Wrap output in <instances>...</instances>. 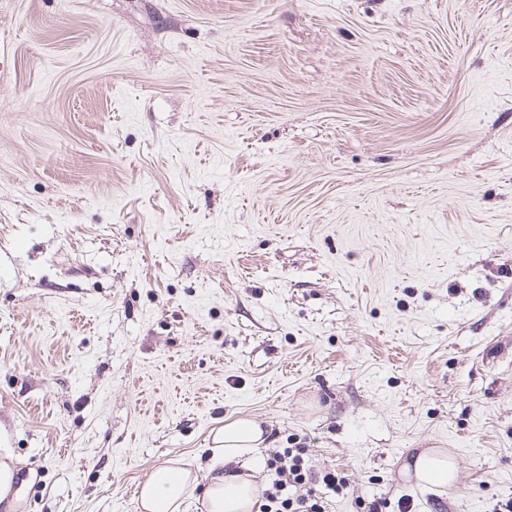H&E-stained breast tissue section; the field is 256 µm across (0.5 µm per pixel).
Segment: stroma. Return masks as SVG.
Instances as JSON below:
<instances>
[{
  "label": "stroma",
  "instance_id": "1",
  "mask_svg": "<svg viewBox=\"0 0 512 512\" xmlns=\"http://www.w3.org/2000/svg\"><path fill=\"white\" fill-rule=\"evenodd\" d=\"M241 418L331 512L512 500V0H0L12 512H139ZM412 466L416 480L425 485L443 486L454 478V462L438 451L415 452Z\"/></svg>",
  "mask_w": 512,
  "mask_h": 512
}]
</instances>
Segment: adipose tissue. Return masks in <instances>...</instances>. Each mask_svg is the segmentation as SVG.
I'll return each mask as SVG.
<instances>
[{"instance_id":"obj_1","label":"adipose tissue","mask_w":512,"mask_h":512,"mask_svg":"<svg viewBox=\"0 0 512 512\" xmlns=\"http://www.w3.org/2000/svg\"><path fill=\"white\" fill-rule=\"evenodd\" d=\"M204 474L163 465L140 492L142 512H181L184 501L201 499L204 512H251L257 499V456L268 444L264 428L250 419L225 423L213 438ZM413 473L419 483L443 486L452 481L455 464L434 450L415 453Z\"/></svg>"}]
</instances>
